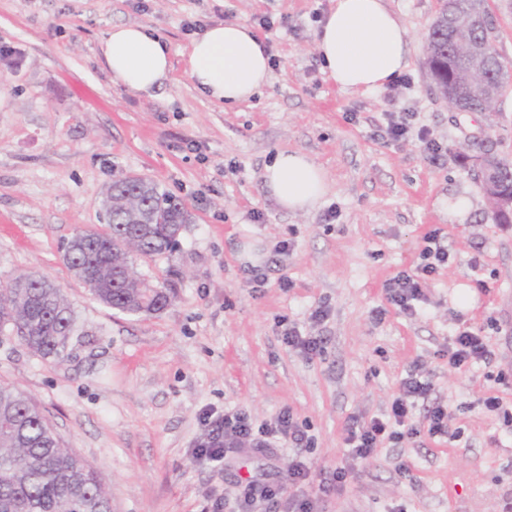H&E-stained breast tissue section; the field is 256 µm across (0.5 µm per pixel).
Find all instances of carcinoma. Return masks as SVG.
<instances>
[{"label":"carcinoma","instance_id":"1","mask_svg":"<svg viewBox=\"0 0 512 512\" xmlns=\"http://www.w3.org/2000/svg\"><path fill=\"white\" fill-rule=\"evenodd\" d=\"M481 12L489 22L454 29L432 24L435 61L448 68V79L466 89L472 76L461 51L472 42L492 52L484 74L487 87L502 89L509 69L497 53L496 25L486 0H443L439 19ZM474 112H492L496 99L487 92L468 93ZM105 228L76 233L67 243L66 263L91 295L104 306L141 317L162 313L174 297L163 282L135 271L136 259H153L176 250L183 227L192 222L185 202L155 180L121 176L103 200ZM78 316L47 276L39 273L0 282V336L20 340L43 359L65 354L77 331ZM0 512H112V490L73 449L66 448L47 417L14 385L0 384Z\"/></svg>","mask_w":512,"mask_h":512}]
</instances>
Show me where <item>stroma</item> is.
<instances>
[{
	"instance_id": "stroma-1",
	"label": "stroma",
	"mask_w": 512,
	"mask_h": 512,
	"mask_svg": "<svg viewBox=\"0 0 512 512\" xmlns=\"http://www.w3.org/2000/svg\"><path fill=\"white\" fill-rule=\"evenodd\" d=\"M335 0H0V281L37 271L78 314L67 353L42 359L0 342V383L22 389L108 482L112 512H211L213 495L233 512L251 485L292 493L296 450L194 457L209 412H245L254 424L289 410L311 439L312 482L350 466L351 417L385 414L415 364L448 406L458 438L420 434L383 445L324 512H503L512 500V438L479 398L512 404V224L497 223L465 141L512 160V83L493 112H453L434 90L424 46L442 0H387L408 30L405 84L343 91L328 79L316 37ZM260 31L280 65L255 98L210 102L185 73L189 20L240 22ZM118 24H143L168 47L172 71L149 94L115 80L100 53ZM390 110L412 112L442 147L437 162L415 137L376 134ZM300 151L325 172L311 211H283L262 174L276 153ZM144 175L187 204L193 221L171 257L138 267L172 284L170 307L131 317L94 300L64 260L77 232L105 222L102 202L118 177ZM471 202L465 221L449 198ZM438 231L450 261L429 284L422 314L389 305L387 279L415 267L423 236ZM287 254H279L280 246ZM251 249L256 263L242 261ZM266 278L250 284L251 269ZM289 279L291 288L280 286ZM324 307L323 321L312 317ZM383 310L382 319L373 311ZM323 340L306 357L285 328ZM482 330L490 364L460 372L448 338ZM430 401H418L424 421ZM406 463L409 475L397 466Z\"/></svg>"
}]
</instances>
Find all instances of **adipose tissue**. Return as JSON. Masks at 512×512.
Segmentation results:
<instances>
[{
  "mask_svg": "<svg viewBox=\"0 0 512 512\" xmlns=\"http://www.w3.org/2000/svg\"><path fill=\"white\" fill-rule=\"evenodd\" d=\"M100 49L113 77L135 92L159 88L172 69L167 46L141 24L112 26ZM316 50L340 89L369 90L404 71L411 40L385 0H336ZM186 74L204 97L223 106L247 101L271 79L257 34L236 22L215 24L192 42ZM263 178L277 204L292 213L314 209L326 191L322 168L299 151L279 153Z\"/></svg>",
  "mask_w": 512,
  "mask_h": 512,
  "instance_id": "adipose-tissue-1",
  "label": "adipose tissue"
}]
</instances>
